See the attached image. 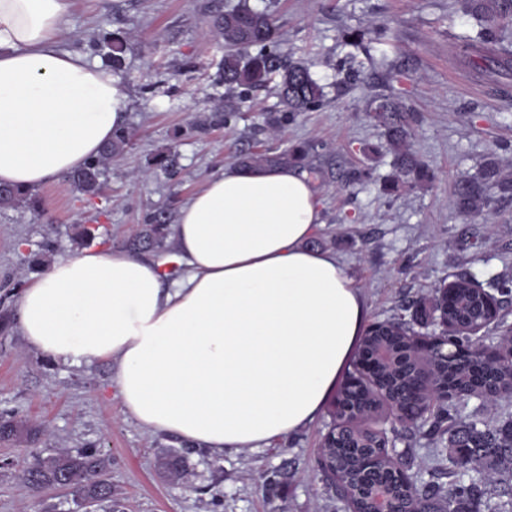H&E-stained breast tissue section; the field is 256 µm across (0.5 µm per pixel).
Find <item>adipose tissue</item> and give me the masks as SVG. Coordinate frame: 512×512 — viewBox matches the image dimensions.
Listing matches in <instances>:
<instances>
[{"label":"adipose tissue","mask_w":512,"mask_h":512,"mask_svg":"<svg viewBox=\"0 0 512 512\" xmlns=\"http://www.w3.org/2000/svg\"><path fill=\"white\" fill-rule=\"evenodd\" d=\"M75 0H0V184L36 190L95 158L126 120L118 77L66 45ZM295 168L226 165L179 208L170 253L89 248L30 274L19 331L53 359L114 368L125 414L214 455L315 422L369 305Z\"/></svg>","instance_id":"obj_1"}]
</instances>
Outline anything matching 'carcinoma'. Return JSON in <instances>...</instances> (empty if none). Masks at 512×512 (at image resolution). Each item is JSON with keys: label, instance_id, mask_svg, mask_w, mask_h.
<instances>
[{"label": "carcinoma", "instance_id": "carcinoma-1", "mask_svg": "<svg viewBox=\"0 0 512 512\" xmlns=\"http://www.w3.org/2000/svg\"><path fill=\"white\" fill-rule=\"evenodd\" d=\"M463 12L480 17L484 27L478 39L468 45L472 56L485 66L512 67V40L505 34L506 23L512 22V0H459ZM213 29L224 39V60L220 79L229 90L249 91L276 84L277 95L284 112L269 118L277 129L296 114L319 106L324 88L313 78L302 62L286 55L275 54L266 47L275 42L278 33L271 15L247 6L218 13L212 20ZM95 50H106L112 64L121 61L124 44L120 40H91ZM409 107L395 93L379 94L371 101L368 115L384 129V147L393 155L396 177L384 185L392 194L403 185L430 176L428 163L413 144V132L408 120ZM130 144L126 128L117 131L98 157L83 169L69 175V180L84 194L100 192L103 169L112 157L121 154ZM311 146L294 144L282 150L250 151L237 157L245 168L261 169L276 166H299L309 156ZM502 201H512V173L505 171L496 152L484 159L472 176L461 177L456 184L455 203L466 218H476L494 209ZM167 217L162 213L151 216L141 234L129 241L134 252L161 249L167 238ZM457 288L442 300L436 294L417 302L416 309L424 316L444 304L448 312L457 311L462 301H469V310L480 306L472 302L471 290L463 278L456 279ZM410 365L402 361L397 372L380 373L383 384L399 395L406 389L405 377ZM448 381L459 386L476 387L484 391L498 382L512 378V364L503 361L490 367L476 353L467 351L448 360ZM425 416L410 430H394V437L403 439L423 435L430 445L422 463L428 479L415 484V493L426 503L429 512H512V400L499 416L487 419L479 411L462 415L459 401L426 400ZM20 425L8 413H0V437L17 435ZM330 455L346 461L339 482H355L361 472L359 461L349 448H332ZM103 461L94 451L77 456L57 454L37 458L27 468L26 476L34 486L72 487L84 500L106 504L107 512H116L119 503L112 498V487L102 478Z\"/></svg>", "mask_w": 512, "mask_h": 512}]
</instances>
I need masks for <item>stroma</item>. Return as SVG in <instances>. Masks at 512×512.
Listing matches in <instances>:
<instances>
[{
    "label": "stroma",
    "instance_id": "35a3bbf8",
    "mask_svg": "<svg viewBox=\"0 0 512 512\" xmlns=\"http://www.w3.org/2000/svg\"><path fill=\"white\" fill-rule=\"evenodd\" d=\"M241 4L273 17L280 50L308 64L326 94L275 135L267 117L281 105L272 85L245 92L235 115L220 118L224 44L211 20ZM67 25L69 48L98 65L110 61L91 39L125 44L116 75L132 141L107 164L100 197L87 199L63 177L24 203L0 206V409L22 423L17 438L0 440V512H85L73 489L32 487L24 472L34 458L90 449L123 512H333L316 466L329 415L262 450L215 458L125 414L109 361L77 365L30 350L14 313L33 271L29 254L48 238L46 261L84 250V225L99 229L94 247L125 249L151 213L176 216L237 152L308 142V165L325 173L314 183L323 220L314 238L348 266L370 320L393 318L458 276L495 291L512 278V202L468 222L453 199L457 179L475 174L489 152L512 172V69L483 72L466 59L481 23L455 0H79ZM380 25L387 40L366 51L354 44ZM352 57L366 77L341 83ZM390 90L411 107L414 145L434 173L395 196L383 190L393 157L366 113L372 96ZM170 152L174 173L150 166ZM174 453L184 458L175 481L162 468ZM277 472L282 484L266 491Z\"/></svg>",
    "mask_w": 512,
    "mask_h": 512
}]
</instances>
